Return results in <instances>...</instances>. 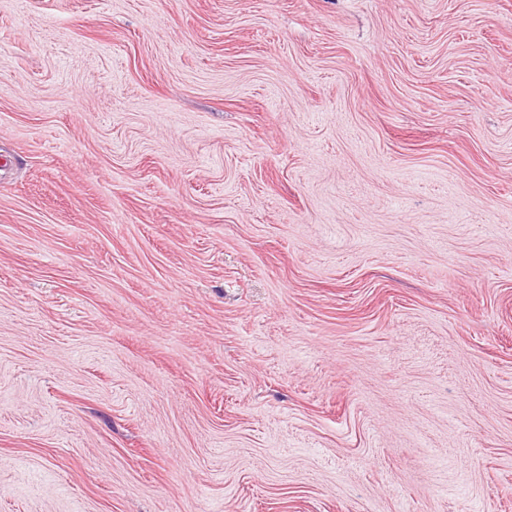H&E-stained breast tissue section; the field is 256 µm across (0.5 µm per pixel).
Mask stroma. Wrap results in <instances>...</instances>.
Listing matches in <instances>:
<instances>
[{
	"mask_svg": "<svg viewBox=\"0 0 512 512\" xmlns=\"http://www.w3.org/2000/svg\"><path fill=\"white\" fill-rule=\"evenodd\" d=\"M0 512H512V0H0Z\"/></svg>",
	"mask_w": 512,
	"mask_h": 512,
	"instance_id": "1",
	"label": "stroma"
}]
</instances>
